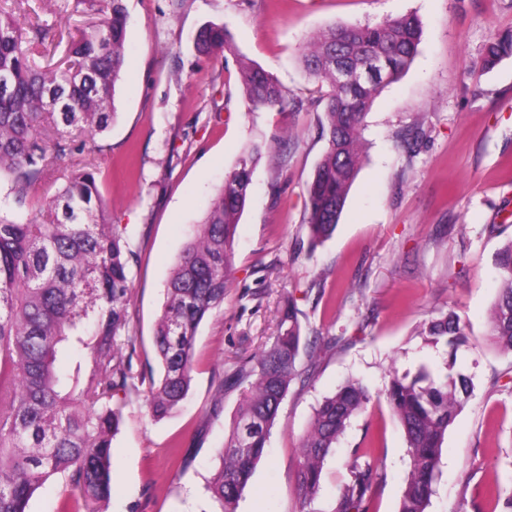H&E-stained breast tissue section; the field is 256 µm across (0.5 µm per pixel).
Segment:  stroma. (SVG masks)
Listing matches in <instances>:
<instances>
[{
	"instance_id": "stroma-1",
	"label": "stroma",
	"mask_w": 512,
	"mask_h": 512,
	"mask_svg": "<svg viewBox=\"0 0 512 512\" xmlns=\"http://www.w3.org/2000/svg\"><path fill=\"white\" fill-rule=\"evenodd\" d=\"M130 52L117 85L118 118L85 159L109 215L129 225L130 330L140 359L154 356L164 288L208 202L252 140L298 139L283 170L263 157L236 228L233 286L201 323L196 369L184 405L153 419L143 398L123 409L113 441L112 494L102 512H214L205 492L216 450L239 403L219 391L222 372L270 345L279 307L294 296L305 340L323 351L310 382L293 384L271 432L267 457L237 512H301L298 446L315 407L346 380L384 391L390 369L442 365L425 323L457 313L475 345L459 365L474 392L442 448L428 512H500L512 493V356L485 339L498 295L496 258L512 239V58L466 75L485 43L512 30V0H125ZM407 13L422 25L409 71L375 99L366 151L333 236L310 246L306 187L326 142L314 102L322 94L301 63L315 32L374 24ZM226 25L239 51L303 101L298 112L247 111L234 58L200 53L204 24ZM422 133L411 148L399 136ZM279 193H271V179ZM501 225L498 233L490 225ZM354 448L379 464L373 512H398L409 471L399 424L386 402L355 417L324 461L314 512H333Z\"/></svg>"
}]
</instances>
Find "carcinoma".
Wrapping results in <instances>:
<instances>
[{"label": "carcinoma", "instance_id": "cac0c4a2", "mask_svg": "<svg viewBox=\"0 0 512 512\" xmlns=\"http://www.w3.org/2000/svg\"><path fill=\"white\" fill-rule=\"evenodd\" d=\"M0 9V175L6 197L21 205L33 186L63 180L36 219L0 216V512H29L34 493L61 475L66 493L59 512H100L110 498L114 454L125 400L146 395L150 415L162 419L187 398L195 370L194 344L201 322L224 304L233 277L235 234L251 195L253 172L267 152L252 142L212 198L195 237L182 250L165 288L153 336L159 375L135 369L140 341L129 332L131 266L137 252L128 225L109 219L95 173L82 155L117 117L116 87L125 65L128 15L124 0H90L92 30L70 36L66 59L42 66L33 48L63 32L16 12L24 0ZM421 23L412 14L373 25L322 31L301 59L326 87L320 134L327 148L308 185L305 224L311 245L332 236L361 164L363 132L374 100L412 65ZM203 51L236 59L241 94L251 112H288L303 103L247 60L224 25L207 24L194 36ZM512 57V31L486 43L479 69ZM374 73L356 86L337 84V66ZM501 288L486 340L512 355V240L498 253ZM433 346L447 347L439 368L390 372L383 392L403 430L410 459L399 512H427L440 471L449 426L472 394L471 378L456 369L470 347L466 324L453 311L423 329ZM302 326L293 299L284 302L278 333L263 352L242 357L218 382V392L240 391L232 428L218 450L207 485L218 512L236 505L259 462L290 386L311 372L322 347L307 345L300 366ZM372 399L351 380L315 408L299 446L296 486L303 503L320 491L325 457L351 419ZM350 479L338 491L334 512H371L377 467L370 454L349 456Z\"/></svg>", "mask_w": 512, "mask_h": 512}]
</instances>
